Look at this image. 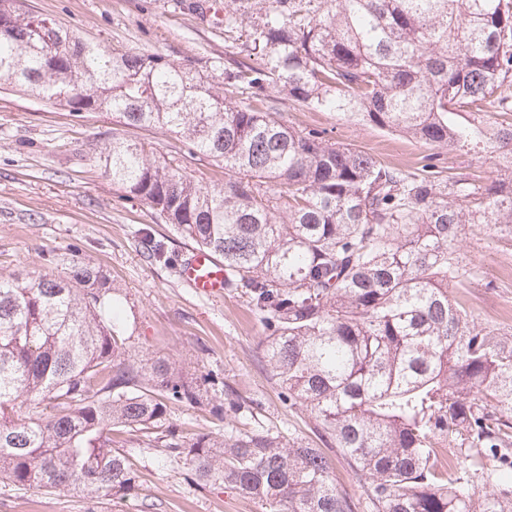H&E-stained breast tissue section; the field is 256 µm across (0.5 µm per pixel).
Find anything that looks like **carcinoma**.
<instances>
[{
    "label": "carcinoma",
    "instance_id": "1",
    "mask_svg": "<svg viewBox=\"0 0 512 512\" xmlns=\"http://www.w3.org/2000/svg\"><path fill=\"white\" fill-rule=\"evenodd\" d=\"M243 25L241 51L256 59L232 52L210 81L0 0V78L76 118L164 129L224 170L200 184L119 133L99 152L112 186L224 262L282 398L349 460L364 512H512V337L449 294L470 276L456 256L466 225L512 234V124L486 121L490 108L512 112V0H224V31ZM284 97L434 148L480 146L498 175L391 167L285 124L273 107ZM460 111L463 125L450 119ZM143 245L170 263L164 242ZM121 303L83 262L0 274V480L124 500L137 473L118 433L268 512H355L330 457L301 438L171 424L168 404L198 402L215 378L132 358ZM439 448L452 449L444 465Z\"/></svg>",
    "mask_w": 512,
    "mask_h": 512
}]
</instances>
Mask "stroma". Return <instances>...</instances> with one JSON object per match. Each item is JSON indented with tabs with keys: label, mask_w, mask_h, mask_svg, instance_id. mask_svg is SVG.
<instances>
[{
	"label": "stroma",
	"mask_w": 512,
	"mask_h": 512,
	"mask_svg": "<svg viewBox=\"0 0 512 512\" xmlns=\"http://www.w3.org/2000/svg\"><path fill=\"white\" fill-rule=\"evenodd\" d=\"M24 3L84 39L110 49L161 53L207 79L223 71L226 52L238 51L247 35L243 28L225 33L223 25L188 13L177 0ZM277 110L288 125L327 130L337 143L409 172H422L433 153L440 178L484 181L495 174L494 160L478 161L465 149L434 150L400 133L288 99L280 100ZM116 132L131 133L158 154L181 158L194 180L213 184L224 177L210 159L184 157L175 134L159 128L128 131L104 112L75 118L68 109L0 79V272L57 274L74 260L103 269L122 292L130 353L167 358L191 378L211 372L224 380L223 387L203 392L200 403L170 404L169 419L183 430L225 425L316 442L313 417L288 407L262 359V331L245 297L229 288L220 298L196 296L181 283L175 265L147 258L142 238L148 230L166 242L176 262L191 244L171 225L154 222L96 166V153ZM458 251L474 274L464 287L453 289V298L475 321L512 334V237L490 224H470ZM231 392L252 399L251 409L216 420L212 403ZM125 450L139 481L120 503L74 490L50 494L0 482V512H265L234 490L192 481L185 458L132 441Z\"/></svg>",
	"instance_id": "obj_1"
}]
</instances>
